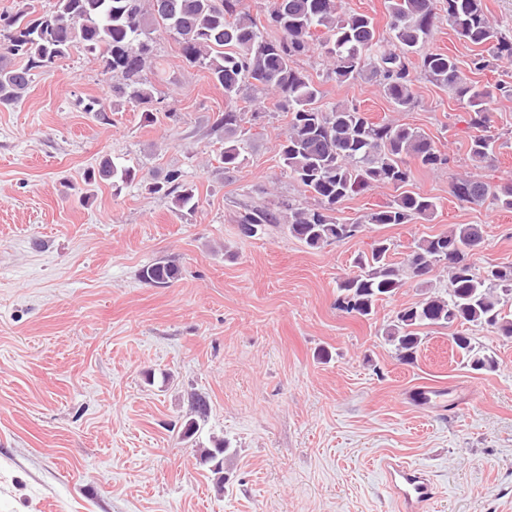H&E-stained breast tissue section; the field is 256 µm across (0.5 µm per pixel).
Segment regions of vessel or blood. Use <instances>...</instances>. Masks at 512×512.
<instances>
[{
	"mask_svg": "<svg viewBox=\"0 0 512 512\" xmlns=\"http://www.w3.org/2000/svg\"><path fill=\"white\" fill-rule=\"evenodd\" d=\"M445 387L419 383L410 387L406 399L421 410L445 409ZM388 487L393 494L399 512H425L439 494V489L430 476L419 468L395 456H386L381 462Z\"/></svg>",
	"mask_w": 512,
	"mask_h": 512,
	"instance_id": "vessel-or-blood-1",
	"label": "vessel or blood"
}]
</instances>
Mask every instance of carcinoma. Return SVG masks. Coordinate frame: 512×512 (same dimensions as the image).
<instances>
[{"label":"carcinoma","instance_id":"1","mask_svg":"<svg viewBox=\"0 0 512 512\" xmlns=\"http://www.w3.org/2000/svg\"><path fill=\"white\" fill-rule=\"evenodd\" d=\"M239 0H57L55 10L31 18L29 13H0V106L17 104L26 93L31 76L46 71L75 48L94 53L103 72L112 75V98L134 107L152 101V90L142 78L149 68L151 28L162 26L177 36L182 57L206 69L224 90L231 109L224 112V169L241 165L240 141L245 135L244 113L232 108L243 86L271 91L277 107L286 113L288 127L279 143L283 170L320 207L305 209L280 203L254 206L239 216L237 230L253 238L269 227L286 226L288 234L312 249L353 237L360 225L344 224L335 216L339 206L367 186L390 185L399 191L388 205L364 216L366 224H410L432 216L434 198L406 189L411 181L410 161L424 167L447 164L434 142L416 129L391 122L376 123L355 105H321L322 91L295 66V58L319 45L332 60L336 81L346 83L366 74L378 82L384 96L400 111L414 107L413 69L439 86L454 92L470 114V125L482 131L472 137L469 155L476 166L492 161L495 135L487 130V101L497 85L468 82L456 57L440 51L419 54L420 43L438 19L436 0H388L390 41L382 43L371 17L362 13L339 14L336 0H273L267 23L279 37L262 36L248 15L238 12ZM448 25L464 43L487 47L496 58L512 59V37L494 28L483 0H443ZM21 59L25 64L18 65ZM129 168H118L109 158L88 170L85 182L133 180ZM154 193L173 197L183 209L195 206L192 186L179 170L164 183L150 186ZM461 201L480 203L492 198L503 210L512 211V184L498 188L477 176L453 185ZM483 239L479 224H458L450 230L417 242L400 263L390 259L393 243L387 238L373 242L371 251L358 257L357 272L337 282L336 306L367 319L376 305L396 294L408 279L422 284L439 269L448 271V288L431 294L413 306L396 312L387 326V341L398 359L413 361L422 343V327L472 325L487 327L512 338V318L504 307L512 301V265H490L477 272L466 262L468 252ZM181 267L163 259L143 267L142 282L168 287L181 278ZM457 351L471 369L493 371L494 356L476 346L474 338L459 333L453 338ZM230 448L226 439L214 441L201 461L223 465Z\"/></svg>","mask_w":512,"mask_h":512}]
</instances>
